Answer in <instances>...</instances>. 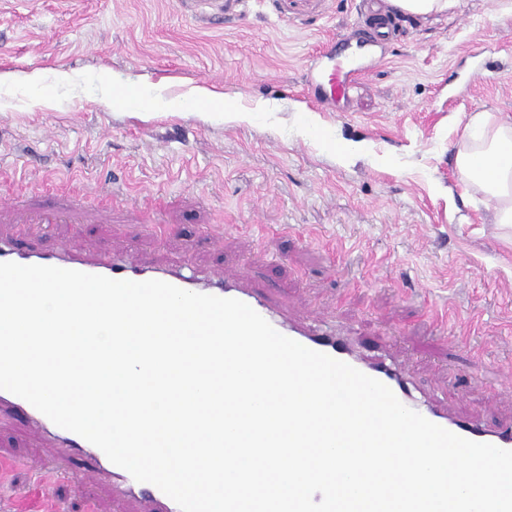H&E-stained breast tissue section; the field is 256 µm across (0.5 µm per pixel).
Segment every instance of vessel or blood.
<instances>
[{
  "instance_id": "1",
  "label": "vessel or blood",
  "mask_w": 512,
  "mask_h": 512,
  "mask_svg": "<svg viewBox=\"0 0 512 512\" xmlns=\"http://www.w3.org/2000/svg\"><path fill=\"white\" fill-rule=\"evenodd\" d=\"M358 77L357 70H349L345 77L330 76L325 85L317 89L319 104L327 106L339 98L349 97ZM0 262H15L22 265L55 266L77 270L89 274L103 275L116 280H161L181 289L213 295L221 298L241 300L252 307L279 333L292 338L304 346L325 353L343 361L364 374L386 384L405 404L431 422L468 440L489 443L505 450H512V424L487 427L478 422L449 416L447 408L433 404L413 403L406 383L392 364L374 357L357 354L346 340L326 333L313 331L286 322L276 314L267 297L248 287L242 278L227 277L217 273L200 281L186 276L177 270H166L145 262L139 265L128 264L121 257L87 258L66 252L42 253L19 249L10 241H0ZM6 407L42 426L49 437L63 448L80 455L89 475L111 480L115 490L121 493L139 492L147 495L160 505L162 512H179L176 503L156 486L136 481L127 471L114 465L96 446L81 436L56 426L24 399L0 390V408Z\"/></svg>"
}]
</instances>
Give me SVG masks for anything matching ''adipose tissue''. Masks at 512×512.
Returning a JSON list of instances; mask_svg holds the SVG:
<instances>
[{"mask_svg":"<svg viewBox=\"0 0 512 512\" xmlns=\"http://www.w3.org/2000/svg\"><path fill=\"white\" fill-rule=\"evenodd\" d=\"M455 164L465 180L478 183L495 199L494 223L512 224V116L472 114Z\"/></svg>","mask_w":512,"mask_h":512,"instance_id":"obj_1","label":"adipose tissue"}]
</instances>
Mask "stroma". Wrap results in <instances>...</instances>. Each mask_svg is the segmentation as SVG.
I'll use <instances>...</instances> for the list:
<instances>
[{"instance_id":"stroma-1","label":"stroma","mask_w":512,"mask_h":512,"mask_svg":"<svg viewBox=\"0 0 512 512\" xmlns=\"http://www.w3.org/2000/svg\"><path fill=\"white\" fill-rule=\"evenodd\" d=\"M366 5L0 0V237L243 275L413 394L511 424L512 224L455 155L471 114L512 116V0L389 34ZM346 64L359 82L322 108L312 80ZM0 502L156 512L7 416Z\"/></svg>"}]
</instances>
